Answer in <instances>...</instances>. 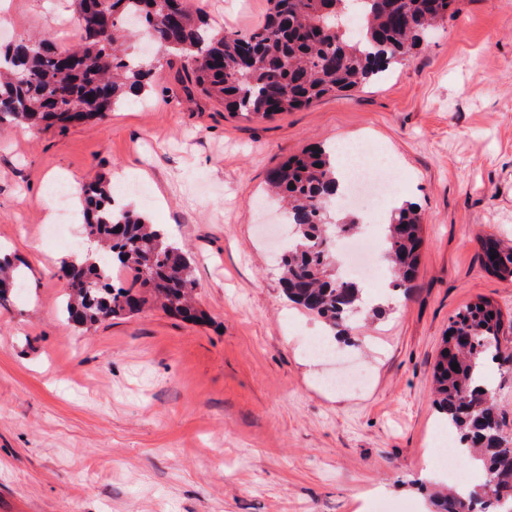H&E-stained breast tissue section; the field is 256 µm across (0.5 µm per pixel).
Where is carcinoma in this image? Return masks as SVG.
<instances>
[{
    "instance_id": "obj_1",
    "label": "carcinoma",
    "mask_w": 512,
    "mask_h": 512,
    "mask_svg": "<svg viewBox=\"0 0 512 512\" xmlns=\"http://www.w3.org/2000/svg\"><path fill=\"white\" fill-rule=\"evenodd\" d=\"M264 22L250 33L214 31L186 0H75L80 44L64 46L46 35H21L0 47V123L61 131L136 104L151 88L156 61L128 52L140 28L162 52L181 62L188 81L224 104L232 115L270 119L311 106L328 95L352 91L413 56L434 28L459 13L460 0H269ZM268 183L288 206L294 237L278 255L281 286L290 302L345 333L365 307L360 282L340 272L332 249L359 220L331 219V206L346 193L336 181V152L316 146L272 168ZM84 231L98 255L60 261L69 271L63 314L89 329L125 318L158 302L191 323L206 313L193 299V260L159 224L117 203L112 180L101 175L82 185ZM423 219L415 204L392 210L385 234L386 260L397 275L394 288H412L423 245ZM485 272L512 280V245L494 235L480 240ZM134 282L116 286L110 270ZM21 286L15 267L0 258V304ZM504 320L486 296L459 311L448 326L433 371L436 411L457 443L461 458L485 478L464 489L437 490L434 512H512V430L484 378L493 364L512 367L501 351ZM458 364V370L452 364Z\"/></svg>"
}]
</instances>
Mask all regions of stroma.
Returning a JSON list of instances; mask_svg holds the SVG:
<instances>
[{
  "mask_svg": "<svg viewBox=\"0 0 512 512\" xmlns=\"http://www.w3.org/2000/svg\"><path fill=\"white\" fill-rule=\"evenodd\" d=\"M218 31L247 33L269 0H189ZM0 40L80 39L73 0H0ZM145 103L61 132L0 128V247L28 288L0 307V512H355L383 495L428 512L442 483L430 443L433 367L452 316L477 297L512 318V281L486 273L480 239H512V0H461L415 57L358 91L267 120L225 112L159 63ZM379 146L424 246L408 293L368 288L383 317L355 319L367 385L319 382L276 255L286 216L266 176L317 142ZM128 168L130 206L191 255L204 324L149 307L88 331L61 314L60 260L85 237L45 240L50 180Z\"/></svg>",
  "mask_w": 512,
  "mask_h": 512,
  "instance_id": "1",
  "label": "stroma"
}]
</instances>
